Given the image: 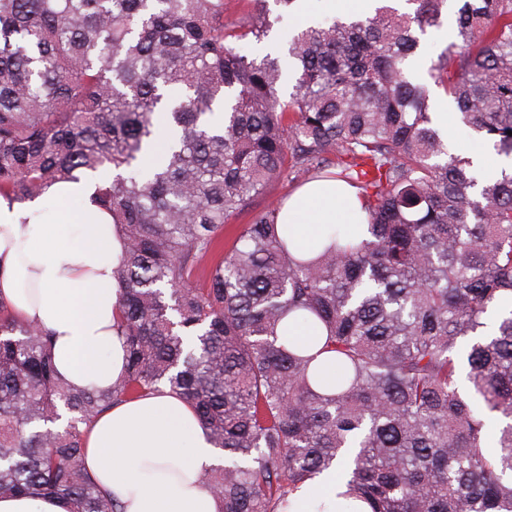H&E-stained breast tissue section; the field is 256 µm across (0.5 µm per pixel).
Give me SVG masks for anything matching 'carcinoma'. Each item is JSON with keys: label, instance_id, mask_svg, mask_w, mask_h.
<instances>
[{"label": "carcinoma", "instance_id": "carcinoma-1", "mask_svg": "<svg viewBox=\"0 0 512 512\" xmlns=\"http://www.w3.org/2000/svg\"><path fill=\"white\" fill-rule=\"evenodd\" d=\"M273 2L229 28L224 0H0V196L99 176L125 241L111 388L58 378L51 334L0 304V499L123 512L85 430L167 388L224 451L203 477L220 512L317 500L348 448L343 497L370 512H512V170L478 181L408 74L446 0L291 34L273 27L296 0ZM455 23L434 86L512 160V0H464ZM265 40L285 56L244 49ZM290 171L355 188L366 232L331 225L301 260L276 205L224 242Z\"/></svg>", "mask_w": 512, "mask_h": 512}]
</instances>
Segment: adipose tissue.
<instances>
[{
  "label": "adipose tissue",
  "instance_id": "ef3b65f1",
  "mask_svg": "<svg viewBox=\"0 0 512 512\" xmlns=\"http://www.w3.org/2000/svg\"><path fill=\"white\" fill-rule=\"evenodd\" d=\"M93 191L89 179L50 188L54 198L79 204L64 224L54 223L42 200L0 197V302L52 334L62 380L105 389L125 364L112 276L124 242L109 213L91 202ZM364 216L354 189L317 180L288 198L279 222L297 251L309 253L325 243V225L360 224ZM215 461L193 409L167 391L112 407L86 434V468L124 512H218L202 480Z\"/></svg>",
  "mask_w": 512,
  "mask_h": 512
}]
</instances>
